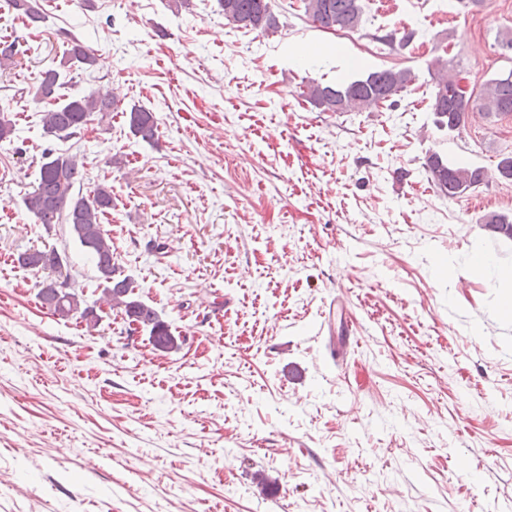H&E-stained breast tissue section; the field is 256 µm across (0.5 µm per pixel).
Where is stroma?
I'll return each instance as SVG.
<instances>
[{
  "label": "stroma",
  "instance_id": "1",
  "mask_svg": "<svg viewBox=\"0 0 512 512\" xmlns=\"http://www.w3.org/2000/svg\"><path fill=\"white\" fill-rule=\"evenodd\" d=\"M278 32L227 24L217 0H39L34 25L0 8V512H512V318L494 272L512 240V115L430 110L427 65L455 58L469 86L512 69V0H361L348 38L301 0H270ZM412 33L381 48L376 35ZM100 58L63 67L71 38ZM305 54H294L295 45ZM407 68L394 104L333 114L301 92ZM62 95L112 94L110 122L44 133L39 74ZM154 113L158 137L126 114ZM84 158L81 187L112 188V261L181 345L157 351L123 314L95 330L43 309L51 275L17 263L54 248L87 300L101 290L68 225L22 205L43 152ZM484 168L453 199L422 163ZM128 123L131 133L143 142L151 144L157 139L158 125L153 112L141 107L131 108Z\"/></svg>",
  "mask_w": 512,
  "mask_h": 512
}]
</instances>
